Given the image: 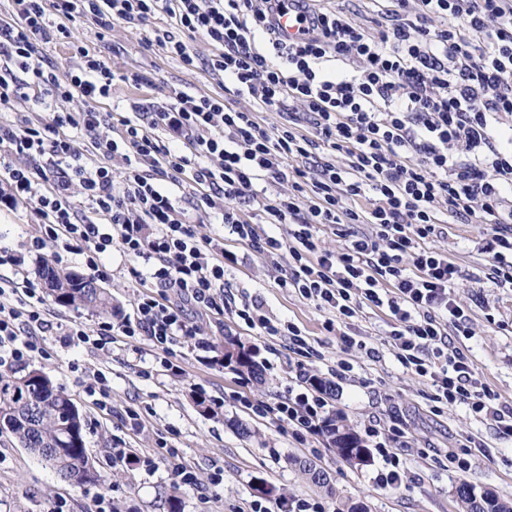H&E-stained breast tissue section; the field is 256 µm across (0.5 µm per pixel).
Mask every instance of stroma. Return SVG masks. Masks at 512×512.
I'll return each instance as SVG.
<instances>
[{
	"label": "stroma",
	"mask_w": 512,
	"mask_h": 512,
	"mask_svg": "<svg viewBox=\"0 0 512 512\" xmlns=\"http://www.w3.org/2000/svg\"><path fill=\"white\" fill-rule=\"evenodd\" d=\"M111 40V49L104 52L108 65L118 72H149L152 84L137 89L116 83L100 103L102 112H111L116 103L165 102L171 87L178 85L208 94L222 90L207 72L184 73L161 49L146 48L134 30L115 27ZM185 213L200 237L223 238L225 249L238 256L224 274L223 314L193 313L200 334L178 337L174 360L182 372L175 375L156 360L142 336L117 337L102 350L66 341L75 323L93 329L104 320L118 324L136 318L139 290L131 275L136 262L120 249L103 259L108 276L101 284L112 294L110 312L47 302L51 327L38 333L42 352L29 366L48 374L73 398L83 418L87 454L106 483L81 488L63 481L18 440L0 437V512H49L57 500L65 502L68 512H92L102 496L122 512H250L251 502L267 506L284 496L318 501L326 512H338L345 502L364 503L367 512H459L454 491L463 482L512 499V439L500 437L493 422L476 418L463 406L432 413L434 389L398 363L386 316L366 308L351 327L377 349V357L356 349L342 352L337 332L326 328L330 312L279 287L280 271L251 246L225 236L216 213L190 205ZM40 222L25 202L0 211V244L22 250L38 234ZM487 231L482 224H452L442 243L460 271L454 295L470 329L454 342L474 360L479 379L512 407V288L495 287L486 277L487 257L475 243ZM253 300L262 302L272 321H292L305 334L313 348L306 368L335 387L327 399V414L342 417L361 436L376 424L399 430L402 485L397 491H383L374 482L383 466L379 454H371L364 464H347L327 449L322 434L299 440L291 429L240 405L243 396L276 403L297 383V356L287 338L258 335L237 317V308ZM228 333L257 346L266 386L213 365L211 346ZM342 360L351 370L340 377L336 368ZM98 370L112 388L108 410L98 409L85 393ZM130 407L140 413V426H130ZM242 425L251 429L250 437L239 434ZM471 437L479 438L481 447H468ZM161 440L176 461L193 468L200 488L174 485L169 465L156 454ZM120 450L127 458L117 464L113 458ZM452 450L468 460L467 470L449 465ZM300 459L315 461L327 473L329 488L309 482L296 465ZM217 470L223 481L214 486L210 477Z\"/></svg>",
	"instance_id": "stroma-1"
}]
</instances>
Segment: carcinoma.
<instances>
[{
    "label": "carcinoma",
    "instance_id": "1",
    "mask_svg": "<svg viewBox=\"0 0 512 512\" xmlns=\"http://www.w3.org/2000/svg\"><path fill=\"white\" fill-rule=\"evenodd\" d=\"M53 265L44 260L40 274L49 287V296L63 306L84 308L93 312L112 309V297L106 289L91 287L94 279L82 284L61 281L50 274ZM216 358L238 375L257 383L264 381L263 365L257 360V348L241 338L224 336L215 347ZM73 401L50 377L40 370L0 372V436L15 437L22 444L33 442L29 450L58 475L69 472L75 484H102L99 474L85 449L82 417L71 413ZM328 447L350 465L370 459V450L360 437L337 418H327L321 427ZM455 496L462 512H512V501L493 493L482 495L473 484L461 483Z\"/></svg>",
    "mask_w": 512,
    "mask_h": 512
}]
</instances>
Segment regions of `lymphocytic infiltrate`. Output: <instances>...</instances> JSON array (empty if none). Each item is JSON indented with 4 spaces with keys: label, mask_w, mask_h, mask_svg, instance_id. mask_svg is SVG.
<instances>
[{
    "label": "lymphocytic infiltrate",
    "mask_w": 512,
    "mask_h": 512,
    "mask_svg": "<svg viewBox=\"0 0 512 512\" xmlns=\"http://www.w3.org/2000/svg\"><path fill=\"white\" fill-rule=\"evenodd\" d=\"M374 29L319 0H10L0 25V108L34 99L49 122L0 124V208L27 201L42 219L33 249L63 243L82 256L91 277L105 276V254L118 246L150 263L135 274L137 317L120 325L77 324L69 340L95 349L114 336H143L157 354L173 355L175 337L197 330L186 312L224 311V268L235 262L223 242L199 237L173 191L183 180L196 199L221 215L229 234L287 266L280 287L335 313L343 350L375 348L348 334L369 308L384 313L396 358L430 380L433 400L467 406L512 437V408L477 376L453 342L468 335L452 291L458 267L435 242L448 224H489L480 249L489 280L512 288V0H368ZM291 10L302 26L283 38L278 22ZM169 22L151 27L156 16ZM89 23L96 43L80 40ZM148 29L146 45L181 69H205L231 96L172 88L165 104L141 117L116 112L118 137L100 135V99L115 83L149 84L147 73L109 68L100 43L115 25ZM212 48L200 58L190 44ZM69 40L74 64L66 77L41 56ZM75 111L63 105L73 98ZM249 98L250 107L236 105ZM275 112L268 125L259 113ZM125 163L123 191L109 167L88 163L86 148ZM168 178L162 188L159 178ZM88 203L79 212L75 196ZM256 202L266 224H285L287 237L258 232L242 204ZM330 232L341 250L322 245ZM170 288L178 304L159 301ZM23 292L19 306L0 304V367L39 353L45 301L31 281L0 278V296ZM238 317L263 336H285L305 351L293 322H272L244 304ZM300 389L283 400L252 404L254 413L299 435L318 433L327 402L299 373Z\"/></svg>",
    "instance_id": "1"
}]
</instances>
